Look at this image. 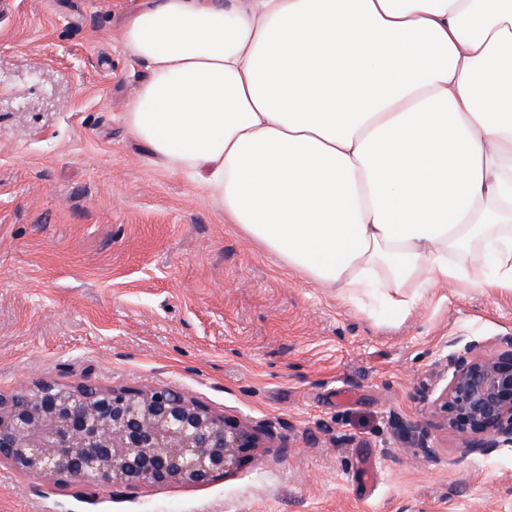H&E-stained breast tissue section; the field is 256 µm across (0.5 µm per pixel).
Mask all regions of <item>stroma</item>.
Wrapping results in <instances>:
<instances>
[{"label":"stroma","mask_w":512,"mask_h":512,"mask_svg":"<svg viewBox=\"0 0 512 512\" xmlns=\"http://www.w3.org/2000/svg\"><path fill=\"white\" fill-rule=\"evenodd\" d=\"M144 4L0 0V394L169 386L276 445L199 485L0 463V512H512V446L466 453L432 409L452 341L512 332V293L432 288L396 322L228 223L126 124ZM401 421L433 454L404 448Z\"/></svg>","instance_id":"stroma-1"}]
</instances>
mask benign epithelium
<instances>
[{
	"instance_id": "benign-epithelium-1",
	"label": "benign epithelium",
	"mask_w": 512,
	"mask_h": 512,
	"mask_svg": "<svg viewBox=\"0 0 512 512\" xmlns=\"http://www.w3.org/2000/svg\"><path fill=\"white\" fill-rule=\"evenodd\" d=\"M437 403L443 424L469 454L512 445V333L485 349L470 341L450 358ZM414 454H432L429 436ZM270 426L223 417L170 387L100 389L43 380L0 395V462L57 483L203 484L228 475L273 438Z\"/></svg>"
}]
</instances>
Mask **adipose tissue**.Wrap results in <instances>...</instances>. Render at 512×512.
Returning a JSON list of instances; mask_svg holds the SVG:
<instances>
[{"label": "adipose tissue", "mask_w": 512, "mask_h": 512, "mask_svg": "<svg viewBox=\"0 0 512 512\" xmlns=\"http://www.w3.org/2000/svg\"><path fill=\"white\" fill-rule=\"evenodd\" d=\"M124 43L131 133L288 268L512 291V0H149Z\"/></svg>", "instance_id": "adipose-tissue-1"}]
</instances>
